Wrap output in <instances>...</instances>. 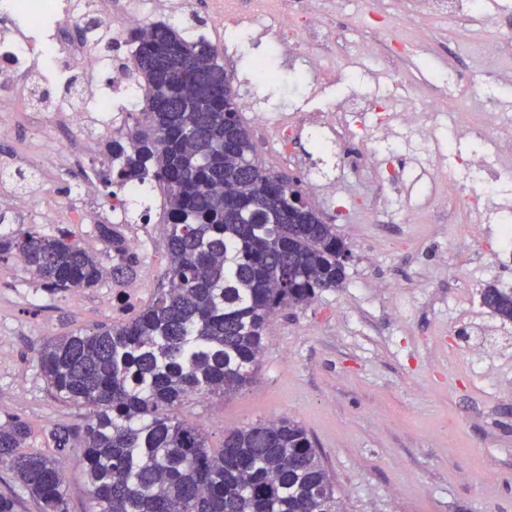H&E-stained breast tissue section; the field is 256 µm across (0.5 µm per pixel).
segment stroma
Instances as JSON below:
<instances>
[{
  "label": "stroma",
  "mask_w": 512,
  "mask_h": 512,
  "mask_svg": "<svg viewBox=\"0 0 512 512\" xmlns=\"http://www.w3.org/2000/svg\"><path fill=\"white\" fill-rule=\"evenodd\" d=\"M300 10L312 4L329 12L336 55L309 52V73L299 83L288 114L344 115L354 107L389 111L394 102H418L453 94L466 102L484 93L512 103V43L491 59L480 50L484 0L464 12L437 14L426 0H372L366 17L359 0H288ZM408 44L390 50L392 39ZM476 76V85L466 82ZM15 134L0 140V157L18 155L22 170L0 178L50 184L66 198L76 183L99 170L107 142L69 171L44 170L28 113H12ZM319 133L303 138L304 168L283 162L262 136L256 157L268 171L305 185L309 202L347 244L351 259L343 287L313 302L279 312L268 331L252 384L228 398L188 399L180 418L202 429L210 447L224 433L275 416L298 421L321 448L344 512H512V323L481 303L487 286H512V262L479 277L474 252L499 250L494 225L483 243L465 238L471 219L458 197L465 173L456 155L477 142L439 123L434 139L418 144L403 135L378 137V156L392 173L385 205L356 211L347 195L367 190L371 176L354 171L363 148L353 132L338 153L317 146ZM454 154L435 157L437 146ZM438 158L440 179H417L416 159ZM336 188L308 187V169ZM455 218L435 223L436 197ZM152 197L135 203L124 233H136L144 250L136 281L157 289L166 282V239L159 224L139 223ZM403 286L394 294L392 283ZM114 286L104 277L93 288L56 296L44 292L23 265L0 262V421L23 420L28 449L52 453L51 429L80 428L89 411L58 399L42 377L37 351L43 342L81 329L87 332L126 319L137 306L117 309ZM481 363L482 373L471 370Z\"/></svg>",
  "instance_id": "1"
}]
</instances>
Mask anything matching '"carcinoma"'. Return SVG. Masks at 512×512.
<instances>
[{
  "label": "carcinoma",
  "mask_w": 512,
  "mask_h": 512,
  "mask_svg": "<svg viewBox=\"0 0 512 512\" xmlns=\"http://www.w3.org/2000/svg\"><path fill=\"white\" fill-rule=\"evenodd\" d=\"M128 45L144 107L108 143L104 181L161 191L168 284L127 320L42 345L48 386L93 415L81 430L51 431L55 456L24 450L22 420L0 422V464L41 512H70L59 456L75 435L87 512H342L322 454L298 422L227 430L215 450L177 410L192 396L248 386L272 317L343 287L348 248L316 209L292 202L287 178L259 165L234 92L191 102L194 66L204 80L230 85L209 40L159 22L132 31ZM96 229L120 257L112 280L131 278L139 258L127 253L119 225ZM19 257L50 295L94 288L105 273L65 229L48 235L20 224L1 234L0 262ZM483 301L512 321V289L489 286Z\"/></svg>",
  "instance_id": "1"
}]
</instances>
